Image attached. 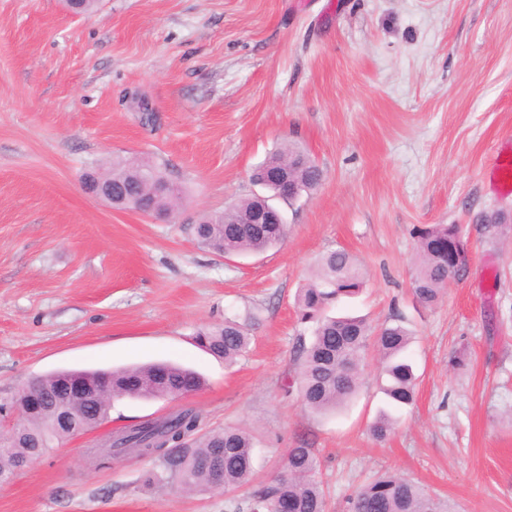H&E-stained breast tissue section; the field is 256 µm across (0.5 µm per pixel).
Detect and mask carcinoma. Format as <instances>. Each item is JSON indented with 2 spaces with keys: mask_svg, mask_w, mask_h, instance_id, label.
Here are the masks:
<instances>
[{
  "mask_svg": "<svg viewBox=\"0 0 512 512\" xmlns=\"http://www.w3.org/2000/svg\"><path fill=\"white\" fill-rule=\"evenodd\" d=\"M299 184L300 191L317 187L323 172L295 147L272 153L253 171V177L266 181L267 196L242 199L215 216H205L194 226L198 242L220 255L259 254L279 245L287 232L285 224H250L256 211L279 209L273 200L282 192L277 172ZM106 182L123 186L125 197L155 215H166L183 197L174 186L166 191L159 184L168 180L150 161L133 160L112 165L99 174ZM480 230L498 235L512 228V219L498 211L480 217ZM419 272L413 282L418 303L435 305L448 281L456 278L458 262L467 250V240L459 224H429L416 229ZM363 275L353 258L344 250L330 251L319 260L309 282L297 299L298 320L311 325L310 339L299 336L292 362L295 376L284 385V392L297 393L310 410L333 413L345 404L362 382V363L368 342L380 355L381 375L387 379L385 394L395 406L413 403L417 377L413 364L405 359L412 336L394 318L378 328L361 317H336L331 310L343 298L360 292ZM248 320L224 317V323L204 325L195 333L196 343L210 354L235 364L248 351ZM79 376L100 387L112 385V400L97 406L69 396L62 383ZM33 389L41 396L40 411L29 417L23 429L0 439V483H7L19 471L21 461L35 460L50 452L67 435L53 427L58 404L68 402L82 428L95 426L108 418L112 402L128 397L154 400L173 399L194 393L202 386L194 371L168 363H148L109 371H56L32 378ZM203 414L195 408H183L162 419L147 420L119 431L113 448L152 447L158 451L157 470L148 481L178 485L189 492L224 491L231 495L249 486L254 479L256 438L249 430L226 427L199 434ZM395 421L381 415L372 425L379 441L394 430ZM224 469V485H213L208 465ZM320 461L313 449L299 446L287 449L282 471L269 483L253 490L247 498V512H326L323 483L318 477ZM348 512H447L443 504L415 482L398 476H380L359 487L348 498Z\"/></svg>",
  "mask_w": 512,
  "mask_h": 512,
  "instance_id": "carcinoma-1",
  "label": "carcinoma"
}]
</instances>
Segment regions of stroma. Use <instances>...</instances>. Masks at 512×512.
I'll use <instances>...</instances> for the list:
<instances>
[{
  "mask_svg": "<svg viewBox=\"0 0 512 512\" xmlns=\"http://www.w3.org/2000/svg\"><path fill=\"white\" fill-rule=\"evenodd\" d=\"M300 147L320 184L281 203L283 243L220 256L192 227L260 193L250 175ZM512 156V0H0V400L60 370L166 361L204 387L179 400L121 399L107 420L0 485V512H228L224 494L146 486L153 458L98 460L109 433L191 406L202 432L257 438L255 480L286 449L314 448L327 512L374 475L411 479L452 512H512V216L495 164ZM147 158L185 198L159 220L114 210L88 170ZM460 224L468 261L434 307L413 295L414 230ZM348 251L365 287L340 312L402 316L418 375L393 407L375 351L333 414L285 394L307 333L296 294L323 254ZM251 316L225 365L198 327ZM389 413L396 428L369 427Z\"/></svg>",
  "mask_w": 512,
  "mask_h": 512,
  "instance_id": "obj_1",
  "label": "stroma"
}]
</instances>
